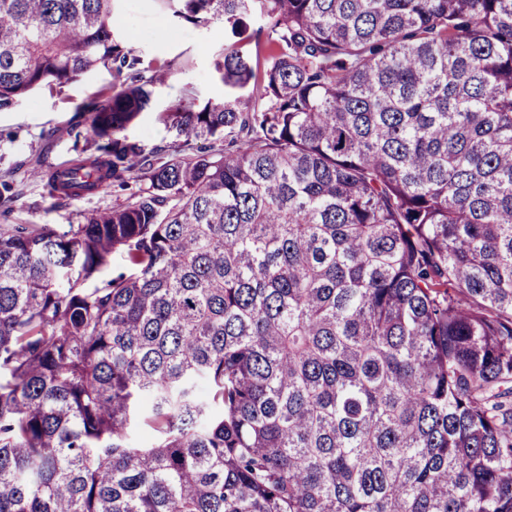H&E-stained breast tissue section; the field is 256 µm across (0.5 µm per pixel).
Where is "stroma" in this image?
Listing matches in <instances>:
<instances>
[{
	"instance_id": "1",
	"label": "stroma",
	"mask_w": 512,
	"mask_h": 512,
	"mask_svg": "<svg viewBox=\"0 0 512 512\" xmlns=\"http://www.w3.org/2000/svg\"><path fill=\"white\" fill-rule=\"evenodd\" d=\"M121 20L118 35L144 62L165 60L171 70L153 89L152 103L128 128L130 138L146 147L165 145L173 137L162 121L165 112L185 98L197 104L224 98V84L215 62L224 49V28L177 21L165 0H113ZM112 74L97 68L63 90L37 89L10 107L0 109V183L9 182L14 197L0 208L1 224H36L60 228L82 223L85 216L123 203L127 192L115 189L89 198L56 204L32 178L31 170L48 171L74 156L72 118Z\"/></svg>"
}]
</instances>
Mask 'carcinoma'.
Masks as SVG:
<instances>
[{"instance_id":"cac0c4a2","label":"carcinoma","mask_w":512,"mask_h":512,"mask_svg":"<svg viewBox=\"0 0 512 512\" xmlns=\"http://www.w3.org/2000/svg\"><path fill=\"white\" fill-rule=\"evenodd\" d=\"M172 2L147 149L112 0H0V108L112 72L48 196L140 184L0 225V512H512V0ZM112 9L121 19L122 42L146 64L157 59L171 64L164 83L153 89L151 108L126 130L148 149L166 145L173 137L162 118L173 105L187 97L197 105L224 100V83L215 71L224 50V26L179 22L163 0H114Z\"/></svg>"}]
</instances>
